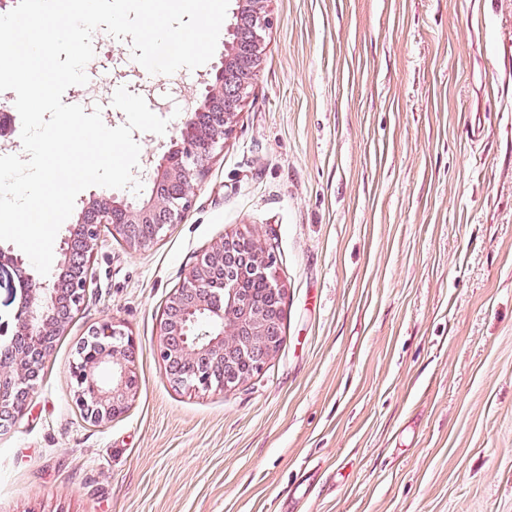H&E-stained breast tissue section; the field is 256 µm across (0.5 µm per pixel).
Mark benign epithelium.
<instances>
[{"instance_id": "benign-epithelium-1", "label": "benign epithelium", "mask_w": 512, "mask_h": 512, "mask_svg": "<svg viewBox=\"0 0 512 512\" xmlns=\"http://www.w3.org/2000/svg\"><path fill=\"white\" fill-rule=\"evenodd\" d=\"M269 0H236L235 22L228 25L234 34L242 25L256 34L251 65L240 66L233 43L225 45L224 63L217 69L215 82L193 111L205 112L209 119L201 125L190 118L185 122L176 149L160 147L147 153L144 169L135 173L140 181L153 180V192L140 202L131 190L117 200L100 194L82 207L76 225L84 233V258L62 249L63 259L49 276H21L22 301L12 323H0V335L36 336L38 353L20 348L8 363L0 364V425L6 427L13 414L26 405L39 377L52 340L60 335L72 312L84 302L91 276L90 258L100 238L102 226L120 236L133 251H141L154 242L141 234L140 225L152 224L155 237L179 224L190 208L198 182L209 160L224 148V139L238 116L243 93L260 65L263 32L270 26L266 4ZM14 117L6 106L0 107V141H10ZM274 255L247 237L225 239L213 246L186 276L182 286L169 298L161 324L158 356L173 383L194 391L213 387L212 368L224 369V387L260 372L280 343L279 325L282 307L260 305L241 294L237 281L248 272L261 278L276 294L284 286L274 272ZM90 335L102 339L96 349L79 356L70 367L75 406L85 419L104 424L122 414L129 402L131 382L136 380L132 365L133 341L116 323L95 327ZM112 368V386L98 384V370Z\"/></svg>"}]
</instances>
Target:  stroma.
Segmentation results:
<instances>
[{"label":"stroma","instance_id":"obj_1","mask_svg":"<svg viewBox=\"0 0 512 512\" xmlns=\"http://www.w3.org/2000/svg\"><path fill=\"white\" fill-rule=\"evenodd\" d=\"M258 72L192 206L149 247L102 233L93 280L0 433V512H512V0H270ZM144 80L93 37L69 87L204 91L224 59ZM252 236L285 286L260 373L195 392L156 356L214 245ZM134 343L125 413L68 378L106 322Z\"/></svg>","mask_w":512,"mask_h":512}]
</instances>
